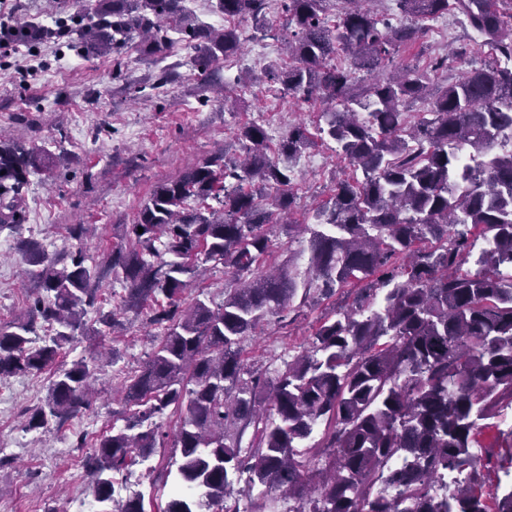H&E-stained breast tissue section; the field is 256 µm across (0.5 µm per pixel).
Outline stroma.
Instances as JSON below:
<instances>
[{
  "label": "stroma",
  "mask_w": 512,
  "mask_h": 512,
  "mask_svg": "<svg viewBox=\"0 0 512 512\" xmlns=\"http://www.w3.org/2000/svg\"><path fill=\"white\" fill-rule=\"evenodd\" d=\"M17 7L21 21L43 29L58 21L80 19L88 0H0ZM262 54L250 46L218 65V77L208 80L193 66L183 43H173L165 55L142 56L129 47L122 65L111 56H92L61 47L50 40L30 45L0 46V133L19 144L34 147L60 145L64 157L52 170L31 175L23 190L26 221L23 236L34 237L51 251L70 249L69 228L86 224L82 245L88 265L104 268L112 249L155 186L173 180L220 152L239 154V124H264L273 139L285 136L298 122L314 124L323 107L298 103L292 96L253 83L237 90L233 110L216 99L220 86L234 83L245 71H260L269 60L283 57L282 40L265 39ZM455 50L457 56L443 70H432L434 57ZM488 48L463 21L440 34L430 27L427 36L399 53L394 64L425 72L429 81L444 85L458 79L466 61H491ZM172 79L158 85L161 71ZM353 169L330 142H316L300 158L293 192V222L311 223L314 210L328 197L334 177L352 175ZM272 247L262 262L269 269L288 265L298 273L308 266L301 237H289L286 226L268 229ZM15 251V239L0 233V324L22 314L38 293L24 273ZM125 294L121 282L105 277L99 306L85 320L95 324L99 311H116V324L103 336H84L68 346L62 363L91 357L97 350H118L116 363H104L98 373V393L87 410L61 429L44 435L34 447L33 432L24 430L26 416L42 402L47 375H18L0 380V512H89L91 478L84 466L87 445L112 428L123 427L124 406L119 392L138 373L158 342L161 328L147 314L120 312ZM354 288L331 298H308L287 318L270 316L256 336L243 345L248 366L274 372L283 354L307 347L320 319L352 302ZM180 451L156 449L147 461L129 467L114 479V495H140L147 512H158L169 488L153 482L150 470L176 467Z\"/></svg>",
  "instance_id": "35a3bbf8"
}]
</instances>
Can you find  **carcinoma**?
<instances>
[{
  "label": "carcinoma",
  "instance_id": "1",
  "mask_svg": "<svg viewBox=\"0 0 512 512\" xmlns=\"http://www.w3.org/2000/svg\"><path fill=\"white\" fill-rule=\"evenodd\" d=\"M363 2L277 0L294 27L289 63L267 64L264 78L301 102L326 105L315 131L296 125L274 144L264 125L239 126L244 158L219 154L156 186L106 272L88 266L80 247L50 252L19 242L42 294L26 317L0 326V379L53 367L85 335L84 317L108 273L124 284L123 310H148L151 323L165 326L121 391L124 426L87 456L97 512H145L141 498L114 499V475L168 445L181 461L158 473L177 488L163 512H237L234 473L249 474L250 489L263 487L255 512H267L272 491L297 503L288 512H512V488L484 491L493 460L512 462V448L474 451L480 422L512 400V0H394L411 19L398 25ZM212 7L276 38L270 0ZM450 11L496 62L446 84L410 125L405 107L425 96L424 75L386 67L424 38L425 22ZM85 21L79 49L116 53L118 67L130 42L140 39L142 54L155 56L170 48L174 31L196 69L214 77L242 43L235 27L199 23L184 0H93ZM340 54L347 64L332 63ZM317 139L334 143L362 176L334 182L315 223L288 224V237L306 235L308 280L300 284L289 267L258 268L269 248L266 226L289 216L295 165ZM61 159L45 146L27 150L0 138V232L21 228L28 177ZM205 263L230 271L237 286L225 289L217 309L201 300L182 306ZM301 286L306 296L347 287L358 295L265 380L244 363L242 345L268 316L291 309ZM39 328L43 344L34 346ZM96 369L91 358L56 370L25 429L59 428L82 412ZM170 407L179 427L169 444L156 418ZM317 428L313 462L303 444ZM394 456L402 463L391 468ZM449 471L459 479L440 495L434 483Z\"/></svg>",
  "mask_w": 512,
  "mask_h": 512
}]
</instances>
